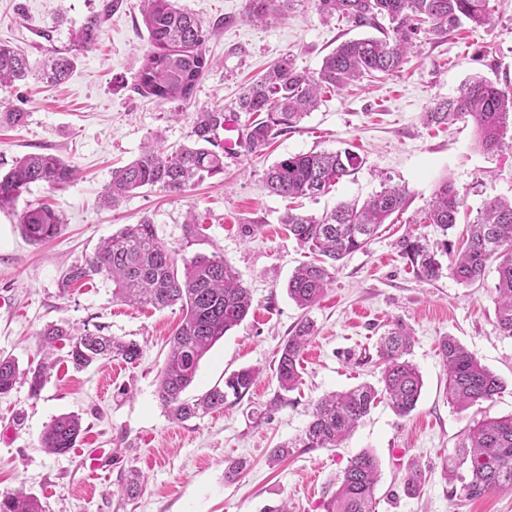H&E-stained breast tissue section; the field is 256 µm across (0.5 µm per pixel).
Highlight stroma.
Masks as SVG:
<instances>
[{
	"mask_svg": "<svg viewBox=\"0 0 512 512\" xmlns=\"http://www.w3.org/2000/svg\"><path fill=\"white\" fill-rule=\"evenodd\" d=\"M104 0H0V41L11 42L39 61L67 49L71 32L102 8ZM246 0H177L216 30L205 46L213 69L188 102H162L138 93L135 76L150 47L140 0H122L108 16L99 43L79 54L59 84L34 79L0 88V104L25 111L24 125L0 127V168L17 157L51 152L77 170L62 189L33 186L17 211L41 202L63 216L60 233L34 244L15 213L0 212V355L21 368L41 363L40 333L50 324L73 332L103 334L140 344L133 364L105 360L75 369L55 350L38 396L27 383L0 396V495L24 489L43 512H264L287 504L290 512H325L327 491L347 461L361 451L380 461L376 512H512V495L489 493L475 500L451 498L445 460L463 430L474 422L512 414V337L495 319L494 284H460L449 273L419 280L399 254L404 235L459 243L486 199L512 198V139L499 151L476 147L471 120L427 123L425 114L457 95L476 76L512 92V0H489V22L463 25L443 37L418 32L416 46L399 72L367 77L347 89L324 93L319 107L294 126L277 132L269 147L226 160L223 175L179 193L155 187L134 191L117 208L100 199L113 168L136 159L142 146L160 140L167 150L190 144L196 113L239 112L244 90L283 56L297 68L317 71L340 43L377 36L338 17H322L314 0H292L286 12L265 23L245 20ZM242 125L255 116L239 112ZM349 150L360 164L329 193L297 199L300 212L321 216L337 204L364 201L382 185L405 189L407 208L384 224L365 250L346 257L326 296L303 309L289 299V276L306 257L280 218L288 200L270 195L265 172L289 154ZM465 195L459 222L448 235L411 218L427 208L441 180ZM196 224H188V216ZM150 219L160 239L181 256L223 255L250 288L253 307L202 359L186 398L223 385L225 376L247 366L261 368L241 401L187 421L172 419L157 394V374L167 340L182 313L132 307L112 296L105 276L62 288L66 271L91 255L102 239L123 225ZM254 228L252 236L242 225ZM318 332L301 356V379L289 392L274 377L278 351L301 320ZM414 338L410 358L423 388L405 418L379 403L337 448L307 449L298 441L313 403L324 394L361 383L378 384L377 342L393 323ZM452 336L505 384L494 400L457 410L448 402L439 346ZM74 413L83 430L76 447L50 455L39 438L52 417ZM297 447L274 465L269 451L282 443ZM107 460L97 475L80 466L93 449ZM248 468L236 481L224 478L231 461ZM423 472L419 490L405 487V467ZM144 477L132 499L119 492L130 470Z\"/></svg>",
	"mask_w": 512,
	"mask_h": 512,
	"instance_id": "1",
	"label": "stroma"
}]
</instances>
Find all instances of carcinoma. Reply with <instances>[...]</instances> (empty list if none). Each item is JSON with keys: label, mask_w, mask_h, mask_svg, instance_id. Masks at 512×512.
I'll return each instance as SVG.
<instances>
[{"label": "carcinoma", "mask_w": 512, "mask_h": 512, "mask_svg": "<svg viewBox=\"0 0 512 512\" xmlns=\"http://www.w3.org/2000/svg\"><path fill=\"white\" fill-rule=\"evenodd\" d=\"M142 21L149 34L150 49L136 76L140 93L167 102H187L211 68L205 45L212 28L202 19L176 6V0H142ZM279 0H246L245 16L266 20L274 14ZM324 17L334 15L355 27H379L390 23L384 37L345 41L323 58L316 72L295 67L288 57L281 59L264 77L251 84L239 98L242 112H265L267 120L248 128L244 152L263 149L278 126L290 127L321 101L324 92L342 89L365 75L385 76L399 71L419 25L429 24L427 33L444 36L465 22L481 27L490 19L488 0H315ZM106 14L87 18L72 35L73 47L55 51L43 61L31 63L17 48L0 42V86L23 81L30 76L50 83L64 80L78 54L100 40ZM457 117L470 119L477 146L491 153L500 148L512 129V96L483 77L467 82L459 94L428 113V121L447 123ZM224 125V110L199 112L193 123V142L168 152L155 141L143 147L129 164L112 170L105 199L116 206L129 193L143 187L179 192L193 182L224 173V153L212 149L218 129ZM359 164L356 155L343 152L288 155L266 172L270 194L284 199L318 196L332 183L351 174ZM75 179V169L53 153H28L17 158L0 173V211H14L16 202L35 185L62 188ZM407 206L406 191L386 186L359 205L342 203L317 218L288 211L281 223L289 236L309 253L314 262L299 266L288 278V297L302 308L314 306L336 278L339 262L364 250L380 226ZM464 195L455 184L441 181L419 223L430 224L445 240L432 248L417 237L399 242L402 256L425 281L442 275L440 257L450 254L448 230L457 224ZM22 233L32 243L55 236L62 226L60 215L47 205L30 208L17 215ZM496 263L498 273L496 322L499 330L512 336V200L491 198L484 202L476 220L469 225L461 251L453 254L448 271L460 283L472 285L485 278L487 267ZM103 275L112 280L113 295L131 305L164 309L180 305L185 315L169 340L167 357L157 378L161 406L176 420L188 421L202 414L224 409L228 398L240 400L254 386L259 370L245 367L224 378V387L212 388L197 399L183 398L193 382L201 359L224 335L238 326L252 307L249 289L224 260V256L196 255L190 259L162 241L147 218L126 224L105 239L81 264L64 275L62 286ZM315 325L301 322L279 350L275 377L283 391H291L300 379V359ZM42 346L68 344V357L77 368H87L119 357L127 363L140 359L142 349L134 341L86 330L80 334L69 328L48 325L40 333ZM411 336L396 324L378 343L382 360L383 386L362 384L345 392H334L317 401L303 433L305 448H337L376 404L386 400L404 418L415 410L423 381L410 354ZM440 354L448 376V403L465 410L489 401L504 387L500 378L454 338L445 337ZM49 363L34 370L21 369L10 356H0V395L13 390L18 380L29 381L38 394ZM82 431L77 414H61L45 427L40 447L50 455L69 452ZM451 496L475 499L495 491L512 492V415L490 419L467 428L460 435L455 453L446 462ZM378 457L362 451L347 465L329 490L325 512H375V491L380 481ZM0 512H42L37 498L20 490L0 496Z\"/></svg>", "instance_id": "1"}]
</instances>
